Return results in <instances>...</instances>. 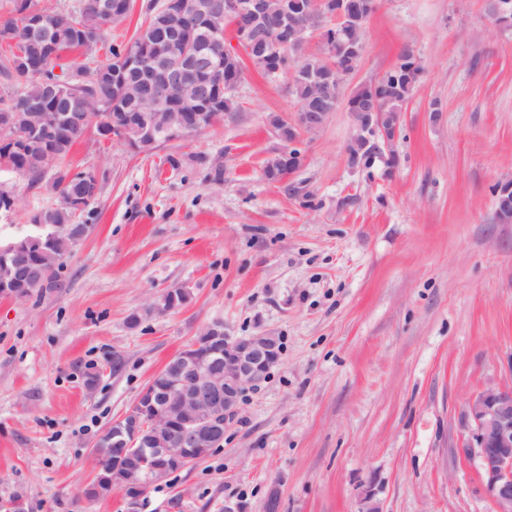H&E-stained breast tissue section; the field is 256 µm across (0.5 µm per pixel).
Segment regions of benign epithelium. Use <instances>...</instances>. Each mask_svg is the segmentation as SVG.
<instances>
[{
    "mask_svg": "<svg viewBox=\"0 0 512 512\" xmlns=\"http://www.w3.org/2000/svg\"><path fill=\"white\" fill-rule=\"evenodd\" d=\"M127 0H98L96 10L106 20L124 15ZM164 29L154 34L158 43L152 54L143 50L149 37H140L138 46L125 45L120 59L130 56L141 61L138 81H124L120 85L122 97L138 109L151 113L153 127L150 135L159 134L167 140L183 136L188 118H204L203 106L213 95L212 83L200 85L196 98L185 105L177 101L186 73L197 71L214 77L218 65L213 55L197 49L188 37L204 18L212 21L211 32L219 38L218 20L232 14H254L272 17L283 12L281 0H168ZM376 9V0H336L333 17L342 22L367 21ZM19 24L34 31L47 24L49 16H34L31 11L17 14ZM278 41L272 49H288L296 45L292 29L282 23L274 26ZM162 41H179L184 45L179 55L162 51ZM237 47L224 49L226 56H238L254 62L263 56L250 34L243 32L236 38ZM324 74L326 89L314 104L316 111L299 112L293 126L304 137L322 127L324 110L332 102L331 74L340 66H328ZM51 105L64 113L70 125H83L92 120L93 103L79 91L66 90L57 79L42 78L28 95V112L33 121L24 135L40 130L38 118L41 110ZM356 140L367 146L371 140L382 139L383 148L389 147L383 117L380 112H358ZM17 206L15 187L0 181V216L12 213ZM25 270L19 263L0 264V286H8ZM203 334L216 342H224V367L217 368L202 362L190 349L178 360L177 378L162 386L149 383L138 400L146 402L151 411L126 414L129 421L119 426L112 435V443L120 448L127 468L133 470L137 480L120 488L128 512H144V493L151 486L165 480L170 464L184 465L188 461L184 451L208 442L218 448L223 444L228 425L239 415L247 390L257 386L281 362L279 339L271 332L243 338L220 335L217 326H210ZM174 405L172 414L157 404ZM461 444L458 452L467 459L477 461L486 490L495 505V512H512V383L488 386L471 395L461 413Z\"/></svg>",
    "mask_w": 512,
    "mask_h": 512,
    "instance_id": "1",
    "label": "benign epithelium"
}]
</instances>
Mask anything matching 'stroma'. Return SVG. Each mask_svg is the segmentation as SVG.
<instances>
[{
  "mask_svg": "<svg viewBox=\"0 0 512 512\" xmlns=\"http://www.w3.org/2000/svg\"><path fill=\"white\" fill-rule=\"evenodd\" d=\"M131 0L91 57L111 58L148 20ZM489 0H377L345 93L411 50L425 73L393 142L397 163L351 168L354 121L339 106L298 144L287 182L263 175L295 117L288 75L246 66L234 118L149 152L89 128L71 171L97 199L65 288L0 297V501L28 512H125L94 501L90 445L203 329L271 332L282 361L249 393L209 456L148 489L149 512H494L475 462L457 452L466 400L512 382V224L494 187L512 182V28ZM439 105V121L429 116ZM221 159L223 175L212 162ZM0 238L29 232L54 194L15 179ZM189 302L144 316L161 291ZM141 314L138 325L129 316Z\"/></svg>",
  "mask_w": 512,
  "mask_h": 512,
  "instance_id": "35a3bbf8",
  "label": "stroma"
}]
</instances>
